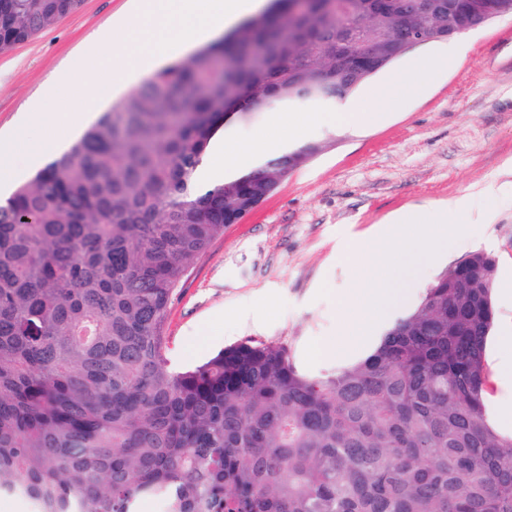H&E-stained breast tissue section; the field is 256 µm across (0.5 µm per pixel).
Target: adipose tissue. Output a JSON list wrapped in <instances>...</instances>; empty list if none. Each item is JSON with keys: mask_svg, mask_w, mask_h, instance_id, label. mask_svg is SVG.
<instances>
[{"mask_svg": "<svg viewBox=\"0 0 512 512\" xmlns=\"http://www.w3.org/2000/svg\"><path fill=\"white\" fill-rule=\"evenodd\" d=\"M452 61L451 56H442L438 60L419 57L412 60L414 73L411 77L400 74L385 76L381 81L367 85L360 97L349 101L337 112H318L311 118L288 116L279 118L283 131L279 136H257L246 145L235 139L222 136L211 141L206 154L197 170L199 183L213 186L225 180L241 175L259 165L272 153L288 151L301 139V128L310 124L357 125L374 127L382 124L386 115L380 112L383 103L403 105L419 97Z\"/></svg>", "mask_w": 512, "mask_h": 512, "instance_id": "1", "label": "adipose tissue"}]
</instances>
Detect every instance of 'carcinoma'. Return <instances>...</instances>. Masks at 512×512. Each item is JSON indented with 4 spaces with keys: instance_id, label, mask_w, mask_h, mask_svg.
Returning <instances> with one entry per match:
<instances>
[{
    "instance_id": "obj_1",
    "label": "carcinoma",
    "mask_w": 512,
    "mask_h": 512,
    "mask_svg": "<svg viewBox=\"0 0 512 512\" xmlns=\"http://www.w3.org/2000/svg\"><path fill=\"white\" fill-rule=\"evenodd\" d=\"M83 0H0V53ZM271 0L112 104L0 203V494L31 512H512V436L488 421L495 257L443 271L370 356L317 376L240 343L174 371L164 328L194 260L240 205L317 150L211 189L224 106L344 99L402 24L448 34V0Z\"/></svg>"
}]
</instances>
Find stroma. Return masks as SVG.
Segmentation results:
<instances>
[{
  "mask_svg": "<svg viewBox=\"0 0 512 512\" xmlns=\"http://www.w3.org/2000/svg\"><path fill=\"white\" fill-rule=\"evenodd\" d=\"M136 0H84L34 39L0 53V138L27 104L66 110L82 88L53 91L89 41L130 18ZM455 49L457 61L407 107L374 129L314 125L321 151L291 171L241 223L225 227L181 281L165 327L176 369L198 364L226 341L296 349L338 335L339 294L356 285L339 253L355 233L394 212L468 196L475 223L419 278L413 300L446 268L485 250L497 261L493 335L512 329V15L407 52L411 59Z\"/></svg>",
  "mask_w": 512,
  "mask_h": 512,
  "instance_id": "obj_1",
  "label": "stroma"
}]
</instances>
